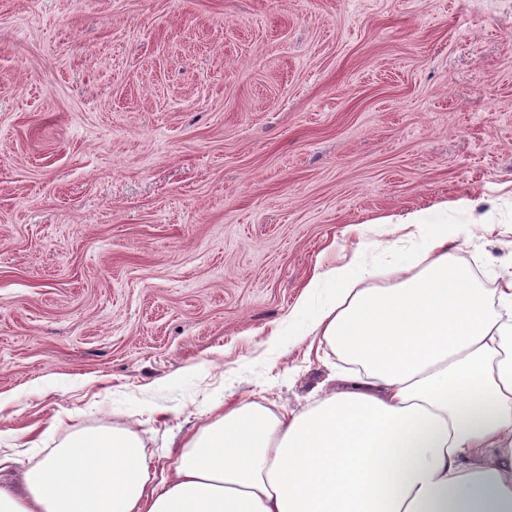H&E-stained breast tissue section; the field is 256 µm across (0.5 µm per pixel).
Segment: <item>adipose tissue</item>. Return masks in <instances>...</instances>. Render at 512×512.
Segmentation results:
<instances>
[{
	"label": "adipose tissue",
	"instance_id": "adipose-tissue-1",
	"mask_svg": "<svg viewBox=\"0 0 512 512\" xmlns=\"http://www.w3.org/2000/svg\"><path fill=\"white\" fill-rule=\"evenodd\" d=\"M381 221L407 244L389 286L355 251L318 266L298 308L355 365L344 386L290 415L225 409L155 485L136 430L75 432L23 470L24 493L0 484V512H512V271L489 301L448 231L494 222L472 200Z\"/></svg>",
	"mask_w": 512,
	"mask_h": 512
}]
</instances>
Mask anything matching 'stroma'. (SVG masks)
<instances>
[{
	"label": "stroma",
	"instance_id": "1",
	"mask_svg": "<svg viewBox=\"0 0 512 512\" xmlns=\"http://www.w3.org/2000/svg\"><path fill=\"white\" fill-rule=\"evenodd\" d=\"M512 266V0H0V451L139 431L152 479L215 402L282 414L346 364L295 308L317 263L378 268L376 216Z\"/></svg>",
	"mask_w": 512,
	"mask_h": 512
}]
</instances>
